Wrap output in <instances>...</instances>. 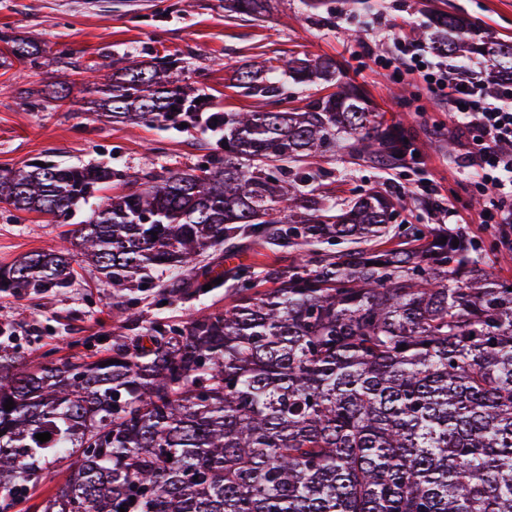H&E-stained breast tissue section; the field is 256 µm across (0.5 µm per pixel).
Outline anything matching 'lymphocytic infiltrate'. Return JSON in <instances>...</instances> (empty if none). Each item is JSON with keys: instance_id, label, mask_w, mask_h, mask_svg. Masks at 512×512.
I'll return each instance as SVG.
<instances>
[{"instance_id": "obj_1", "label": "lymphocytic infiltrate", "mask_w": 512, "mask_h": 512, "mask_svg": "<svg viewBox=\"0 0 512 512\" xmlns=\"http://www.w3.org/2000/svg\"><path fill=\"white\" fill-rule=\"evenodd\" d=\"M382 69L420 73L428 91L444 97L466 139V158L480 195L490 197L486 223L501 236L512 233V83L503 82L488 97L481 79L462 78L432 61L421 42L398 39L395 56L381 59Z\"/></svg>"}]
</instances>
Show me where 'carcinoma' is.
Instances as JSON below:
<instances>
[{"label":"carcinoma","instance_id":"cac0c4a2","mask_svg":"<svg viewBox=\"0 0 512 512\" xmlns=\"http://www.w3.org/2000/svg\"><path fill=\"white\" fill-rule=\"evenodd\" d=\"M270 2L224 9L260 17ZM422 35L451 60L490 62L489 89L512 81V42L472 18L439 13ZM39 52L15 36L5 59ZM235 81L263 105L224 113V159L102 196L66 245L0 266V292L14 295L70 287L79 262L112 281L117 299L152 268H187L178 287L198 294L218 278L235 288L224 309L157 320L148 342L117 336L92 361L21 370L1 350L0 512L30 498L45 464L74 456L38 512H512V282L489 273L460 230L391 233L402 198L332 200L304 170L279 166L337 145L414 159L408 134L376 120L333 60H265ZM326 84L335 91L270 108L291 86ZM97 92L91 110L129 124L190 100L170 68L134 57ZM69 93L65 83L39 90L47 104ZM114 177L107 166L26 164L0 174V202L66 218ZM244 234L296 248V259L258 273L195 269L204 251ZM340 241L354 247L316 249ZM44 432L50 440L35 438Z\"/></svg>","mask_w":512,"mask_h":512}]
</instances>
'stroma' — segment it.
Wrapping results in <instances>:
<instances>
[{"label": "stroma", "mask_w": 512, "mask_h": 512, "mask_svg": "<svg viewBox=\"0 0 512 512\" xmlns=\"http://www.w3.org/2000/svg\"><path fill=\"white\" fill-rule=\"evenodd\" d=\"M461 11L503 40L512 41V0H324L311 12L302 0H272L258 19L231 17L224 0H0V52L7 35L36 37L41 45L31 63L0 67V173L29 162L53 160L111 167V190L143 189L152 178L207 164L222 154L217 138L197 130L182 132L160 122L138 126L114 122L105 112L88 111L91 92L79 67L96 65L100 74L133 54L156 63L177 60V77L192 96L220 112L253 109L256 101L234 82L247 63L292 57H330L366 91L382 119L404 128L413 140L415 162L394 165L327 153L311 164L313 185L333 199L371 192L408 198L394 224L426 228L437 224L464 229L479 242L486 269L512 280V253L496 227L480 221L487 205L466 168L465 139L446 107L417 76L377 67L401 36L418 37L436 12ZM73 87L60 107L42 109L26 91L58 78ZM89 213L80 206L64 223L23 213L0 202V266L35 250L61 243L62 235ZM295 249L257 245L247 239L224 244L202 256L205 264H291ZM71 287L39 295L0 293V349L17 352L25 364L90 361L115 336H142L152 322L187 321L201 310L223 308L234 295L231 283L194 296L172 293L175 271L155 269L136 279L123 301L110 281L81 264Z\"/></svg>", "instance_id": "obj_1"}]
</instances>
